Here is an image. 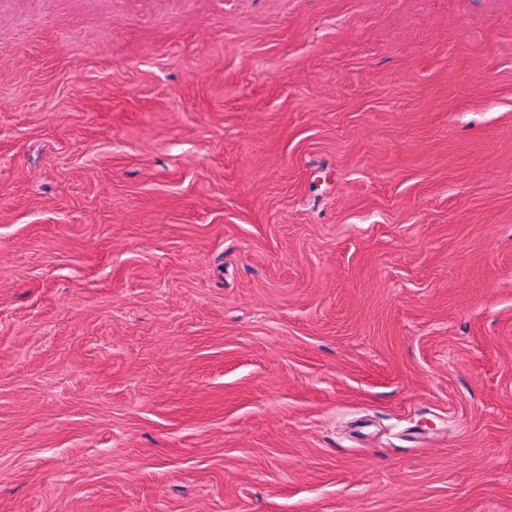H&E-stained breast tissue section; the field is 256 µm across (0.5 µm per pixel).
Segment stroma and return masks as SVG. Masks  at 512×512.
I'll return each mask as SVG.
<instances>
[{
  "instance_id": "obj_1",
  "label": "stroma",
  "mask_w": 512,
  "mask_h": 512,
  "mask_svg": "<svg viewBox=\"0 0 512 512\" xmlns=\"http://www.w3.org/2000/svg\"><path fill=\"white\" fill-rule=\"evenodd\" d=\"M0 512H512V0H0Z\"/></svg>"
}]
</instances>
